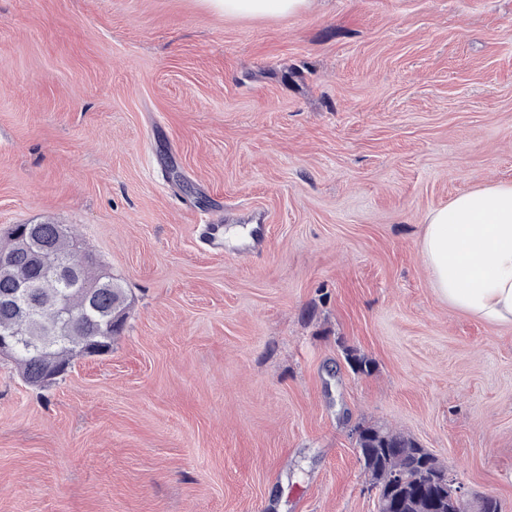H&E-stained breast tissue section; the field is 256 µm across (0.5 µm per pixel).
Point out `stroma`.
Masks as SVG:
<instances>
[{
	"instance_id": "obj_1",
	"label": "stroma",
	"mask_w": 512,
	"mask_h": 512,
	"mask_svg": "<svg viewBox=\"0 0 512 512\" xmlns=\"http://www.w3.org/2000/svg\"><path fill=\"white\" fill-rule=\"evenodd\" d=\"M501 182L512 0H0V247L65 225L128 303L48 387L0 358V512H377L360 424L512 512V325L419 251ZM224 16H285L299 12L308 0H208Z\"/></svg>"
}]
</instances>
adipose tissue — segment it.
Segmentation results:
<instances>
[{
	"label": "adipose tissue",
	"instance_id": "ef3b65f1",
	"mask_svg": "<svg viewBox=\"0 0 512 512\" xmlns=\"http://www.w3.org/2000/svg\"><path fill=\"white\" fill-rule=\"evenodd\" d=\"M227 16H285L307 0H209ZM436 293L459 310L512 325V183L476 188L431 210L419 243Z\"/></svg>",
	"mask_w": 512,
	"mask_h": 512
}]
</instances>
